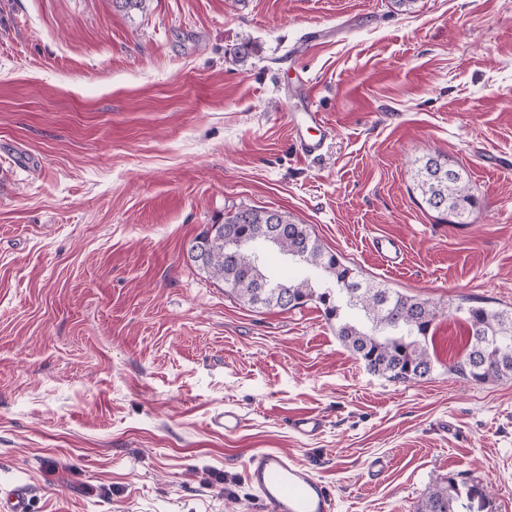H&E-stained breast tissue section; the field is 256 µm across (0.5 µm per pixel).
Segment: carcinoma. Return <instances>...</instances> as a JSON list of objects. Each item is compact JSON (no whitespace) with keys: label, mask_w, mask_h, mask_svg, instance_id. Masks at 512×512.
Returning a JSON list of instances; mask_svg holds the SVG:
<instances>
[{"label":"carcinoma","mask_w":512,"mask_h":512,"mask_svg":"<svg viewBox=\"0 0 512 512\" xmlns=\"http://www.w3.org/2000/svg\"><path fill=\"white\" fill-rule=\"evenodd\" d=\"M414 189L421 201L449 224H465L476 205L461 170L446 158L428 157L417 166ZM272 224L284 226L275 242L299 268L270 276L259 258L260 241ZM202 252L192 257L209 277L255 309L290 310L309 301L322 306L336 334L367 370L395 383L419 382L434 370L427 340L443 308L392 288L368 282L337 255L323 249L306 225L286 213L239 208L194 238ZM455 311L466 315L468 342L448 373L473 383L512 378V309L461 300ZM478 512L491 505L477 484L452 475L429 488L416 512Z\"/></svg>","instance_id":"cac0c4a2"}]
</instances>
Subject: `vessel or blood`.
Masks as SVG:
<instances>
[{
	"label": "vessel or blood",
	"instance_id": "1",
	"mask_svg": "<svg viewBox=\"0 0 512 512\" xmlns=\"http://www.w3.org/2000/svg\"><path fill=\"white\" fill-rule=\"evenodd\" d=\"M288 125L302 157L321 154L326 123L319 112L309 107L289 113ZM246 476L271 512H331L325 484L287 454L270 449L254 451L248 458Z\"/></svg>",
	"mask_w": 512,
	"mask_h": 512
}]
</instances>
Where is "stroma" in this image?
Wrapping results in <instances>:
<instances>
[{
  "mask_svg": "<svg viewBox=\"0 0 512 512\" xmlns=\"http://www.w3.org/2000/svg\"><path fill=\"white\" fill-rule=\"evenodd\" d=\"M308 104L330 127L314 159L288 135ZM429 156L463 170L467 223L414 191ZM241 207L368 281L512 307V0H0V491L268 512L245 468L272 448L333 512H414L450 475L512 512V379L449 375L464 315L436 322L429 380L370 373L320 305L254 310L187 260ZM226 410L237 432L212 426Z\"/></svg>",
  "mask_w": 512,
  "mask_h": 512,
  "instance_id": "35a3bbf8",
  "label": "stroma"
}]
</instances>
